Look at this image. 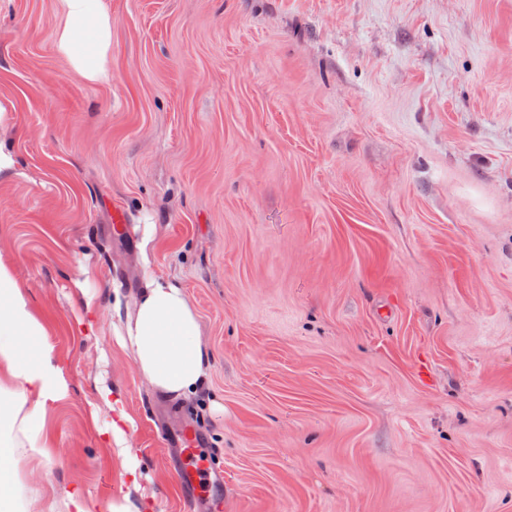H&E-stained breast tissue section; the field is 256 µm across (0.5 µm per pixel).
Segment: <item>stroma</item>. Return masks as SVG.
Instances as JSON below:
<instances>
[{
  "label": "stroma",
  "mask_w": 512,
  "mask_h": 512,
  "mask_svg": "<svg viewBox=\"0 0 512 512\" xmlns=\"http://www.w3.org/2000/svg\"><path fill=\"white\" fill-rule=\"evenodd\" d=\"M54 3L0 0V258L69 385L33 486L187 512L162 433L188 427L224 473L194 512H512V0H106L102 84L57 52ZM142 224L210 350L203 416L110 325ZM100 382L140 490L97 432ZM97 394L99 401L97 409L102 410L109 418L104 427L99 428L98 431L102 436H106L111 448L112 444L115 447L120 463L121 477L123 479L131 477L132 483L136 484L140 461L123 427L130 421L124 402L120 395L113 393L112 389L106 385L100 386L97 389Z\"/></svg>",
  "instance_id": "stroma-1"
}]
</instances>
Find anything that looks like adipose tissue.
Wrapping results in <instances>:
<instances>
[{"label": "adipose tissue", "mask_w": 512, "mask_h": 512, "mask_svg": "<svg viewBox=\"0 0 512 512\" xmlns=\"http://www.w3.org/2000/svg\"><path fill=\"white\" fill-rule=\"evenodd\" d=\"M56 11L58 53L85 80L110 82L112 15L104 0H56ZM154 241V225H143L142 286L130 298L113 290L115 333L155 394L191 399L208 378L209 351L185 289L152 270ZM47 334L14 267L0 260V512H140L125 496L101 503L78 487L54 485L45 493L28 484L29 475L53 465L46 407L68 391ZM97 394L98 408L108 417L100 433L115 447L122 477H136L140 461L125 431L130 417L124 402L105 385Z\"/></svg>", "instance_id": "1"}]
</instances>
